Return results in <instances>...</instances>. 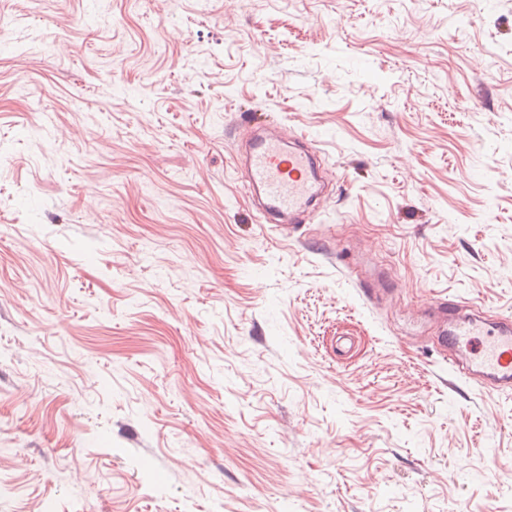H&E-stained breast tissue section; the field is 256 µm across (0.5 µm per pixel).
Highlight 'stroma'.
I'll return each mask as SVG.
<instances>
[{"mask_svg": "<svg viewBox=\"0 0 512 512\" xmlns=\"http://www.w3.org/2000/svg\"><path fill=\"white\" fill-rule=\"evenodd\" d=\"M443 299L512 317V0H0V512H512ZM257 115L252 113L247 121L253 136L244 148L239 145L244 187L261 200L254 207L260 224H293V218L306 212L318 195L316 156L288 146V136L268 131Z\"/></svg>", "mask_w": 512, "mask_h": 512, "instance_id": "obj_1", "label": "stroma"}]
</instances>
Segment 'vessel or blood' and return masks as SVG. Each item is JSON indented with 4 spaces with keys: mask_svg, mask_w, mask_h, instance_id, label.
Instances as JSON below:
<instances>
[{
    "mask_svg": "<svg viewBox=\"0 0 512 512\" xmlns=\"http://www.w3.org/2000/svg\"><path fill=\"white\" fill-rule=\"evenodd\" d=\"M252 137L239 151L244 186L259 196L254 212L262 224H283L306 212L318 195L314 153L289 146L282 132L269 131L250 116ZM448 320L441 343L448 350V368L493 381L500 390L512 389V319L487 323L461 315L456 303L439 304Z\"/></svg>",
    "mask_w": 512,
    "mask_h": 512,
    "instance_id": "obj_1",
    "label": "vessel or blood"
}]
</instances>
